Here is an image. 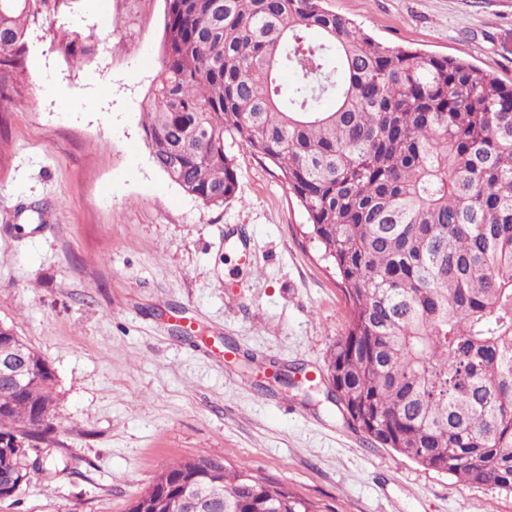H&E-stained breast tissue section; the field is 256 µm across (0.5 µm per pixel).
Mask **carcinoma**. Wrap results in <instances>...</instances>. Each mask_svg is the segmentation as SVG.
I'll return each mask as SVG.
<instances>
[{
  "mask_svg": "<svg viewBox=\"0 0 512 512\" xmlns=\"http://www.w3.org/2000/svg\"><path fill=\"white\" fill-rule=\"evenodd\" d=\"M48 2L0 0V88L22 74ZM91 40L76 34L58 51L81 60ZM141 124L155 165L207 207L236 196L224 139L277 167L350 303L329 361L336 403L420 466L512 492L511 85L380 42L323 0H166ZM0 336L30 360L23 388L0 386V439L29 447L0 446V467L62 474L68 456L41 447L54 371L13 328ZM193 466L168 464V487ZM221 478L229 512H316L248 466ZM164 491L150 485L128 512Z\"/></svg>",
  "mask_w": 512,
  "mask_h": 512,
  "instance_id": "carcinoma-1",
  "label": "carcinoma"
}]
</instances>
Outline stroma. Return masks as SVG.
Wrapping results in <instances>:
<instances>
[{"label": "stroma", "instance_id": "1", "mask_svg": "<svg viewBox=\"0 0 512 512\" xmlns=\"http://www.w3.org/2000/svg\"><path fill=\"white\" fill-rule=\"evenodd\" d=\"M381 42L512 85V0H325ZM165 0H51L0 132V325L56 376L72 474L0 512H127L167 465H249L319 512H512V492L426 469L350 423L328 386L349 308L280 171L225 140L234 199L158 169L140 114ZM94 36L82 63L62 32ZM250 247L251 263L240 260Z\"/></svg>", "mask_w": 512, "mask_h": 512}]
</instances>
